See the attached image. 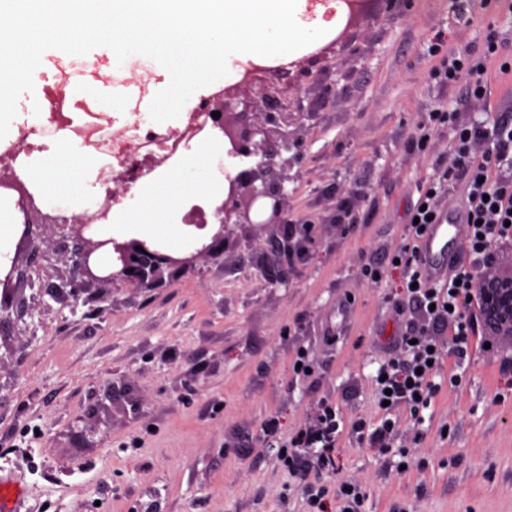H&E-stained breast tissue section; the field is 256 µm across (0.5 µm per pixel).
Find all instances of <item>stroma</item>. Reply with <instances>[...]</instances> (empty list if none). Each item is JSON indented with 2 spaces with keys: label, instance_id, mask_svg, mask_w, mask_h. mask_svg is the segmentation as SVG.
<instances>
[{
  "label": "stroma",
  "instance_id": "stroma-1",
  "mask_svg": "<svg viewBox=\"0 0 512 512\" xmlns=\"http://www.w3.org/2000/svg\"><path fill=\"white\" fill-rule=\"evenodd\" d=\"M492 41L512 55L505 0H413L406 13L375 5L334 47L323 83L299 77L306 91L292 107L332 95L304 133L289 210L346 215L358 228L323 226L290 286L256 276L252 254L238 250L150 292L115 287L101 300L92 285L78 306L33 305L9 328L0 469L21 476L30 512H307L303 485L334 480L366 491L362 512H512V377L492 354L448 356L421 420L397 408L389 447L350 430L381 424L377 371L396 336L425 322L414 301L393 309L390 260L422 188L450 161L453 122L512 123L496 73L481 99L466 78L444 76L450 59L482 57ZM12 256L16 302L33 304L69 276L60 255L33 266L26 252ZM301 350L305 377L292 370ZM459 372L464 383L450 384ZM110 385L111 408L96 409ZM325 398L341 417L335 476L287 471L261 445L267 421L289 432Z\"/></svg>",
  "mask_w": 512,
  "mask_h": 512
}]
</instances>
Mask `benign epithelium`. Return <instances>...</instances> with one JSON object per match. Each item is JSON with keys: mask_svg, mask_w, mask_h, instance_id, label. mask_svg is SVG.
Returning a JSON list of instances; mask_svg holds the SVG:
<instances>
[{"mask_svg": "<svg viewBox=\"0 0 512 512\" xmlns=\"http://www.w3.org/2000/svg\"><path fill=\"white\" fill-rule=\"evenodd\" d=\"M316 64L322 65L319 75L329 68L327 49L312 52L276 73L288 74L292 67L307 73ZM265 73L257 66L246 69L240 81L224 88V112L220 117L206 113L210 126L224 134L228 156L255 158L257 162L228 179L224 200L216 207L218 223L195 225L192 249L172 251L147 238H104L93 224H25L19 248L31 258H44L50 249L71 262L69 279L54 288L39 289L33 300L41 302L47 295L77 301L86 286L95 283L139 290L156 288L165 283L166 276L195 270L202 259H217L241 248L254 251L259 275L287 286L293 270L315 254L321 226L330 224L342 232L349 231L351 225L336 223L334 215L317 223L290 217L285 183L292 179V159L285 153L301 147L307 122L317 113L291 108L288 92L298 95L304 88L289 83L277 88L263 80ZM168 159L165 155L135 161L127 173L113 178L112 199L125 195L129 183ZM261 239L268 248L257 250L256 243ZM15 271L17 268L12 266L0 277V330L26 313L12 297Z\"/></svg>", "mask_w": 512, "mask_h": 512, "instance_id": "1", "label": "benign epithelium"}]
</instances>
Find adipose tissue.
<instances>
[{"label": "adipose tissue", "mask_w": 512, "mask_h": 512, "mask_svg": "<svg viewBox=\"0 0 512 512\" xmlns=\"http://www.w3.org/2000/svg\"><path fill=\"white\" fill-rule=\"evenodd\" d=\"M339 12L340 0H16L9 28L0 30V47L14 59L5 76L13 91L0 97V130L42 127L41 113L32 108L42 52L70 54L82 44L88 20H95L99 41L113 55L158 62L139 113L128 112L120 94L106 105L118 123L162 128L201 96L237 82L249 65L287 63L317 48L335 35ZM35 142L22 174L41 204L64 216L94 212L102 189L86 148L64 150L41 136ZM240 170L222 139L194 143L165 171L132 184L99 230L110 237L151 227L170 248H185L181 230L190 204H219Z\"/></svg>", "instance_id": "obj_1"}]
</instances>
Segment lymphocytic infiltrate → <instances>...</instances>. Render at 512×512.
Returning a JSON list of instances; mask_svg holds the SVG:
<instances>
[{
	"mask_svg": "<svg viewBox=\"0 0 512 512\" xmlns=\"http://www.w3.org/2000/svg\"><path fill=\"white\" fill-rule=\"evenodd\" d=\"M493 63L501 69L512 67V58L500 59L492 49L469 66L454 58L447 78L466 75L474 95L483 96ZM451 182L464 187L466 220L458 232L467 244V258L448 280L431 283L417 269L419 243L430 218L438 214L436 197ZM410 216L405 240L393 257L403 295L419 302L428 324L414 335L397 338L396 355L387 359L377 390L384 414L403 405L416 417L437 390L433 378L445 353L466 358L478 338L500 356L502 366L512 367V125L490 130L458 127L452 165L437 174ZM443 328L448 329L449 340L438 338ZM337 429L336 406L325 401L310 423L289 435L287 445L304 452L318 448L315 466L330 470L336 463Z\"/></svg>",
	"mask_w": 512,
	"mask_h": 512,
	"instance_id": "lymphocytic-infiltrate-1",
	"label": "lymphocytic infiltrate"
}]
</instances>
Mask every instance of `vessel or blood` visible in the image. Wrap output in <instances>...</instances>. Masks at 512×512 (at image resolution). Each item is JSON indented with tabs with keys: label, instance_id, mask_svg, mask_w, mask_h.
Segmentation results:
<instances>
[{
	"label": "vessel or blood",
	"instance_id": "b4317fda",
	"mask_svg": "<svg viewBox=\"0 0 512 512\" xmlns=\"http://www.w3.org/2000/svg\"><path fill=\"white\" fill-rule=\"evenodd\" d=\"M464 215L456 204L441 209L438 223L429 225L420 243L418 268L431 282L445 280L466 254L456 229ZM0 512H27L26 490L15 474L0 471Z\"/></svg>",
	"mask_w": 512,
	"mask_h": 512
}]
</instances>
